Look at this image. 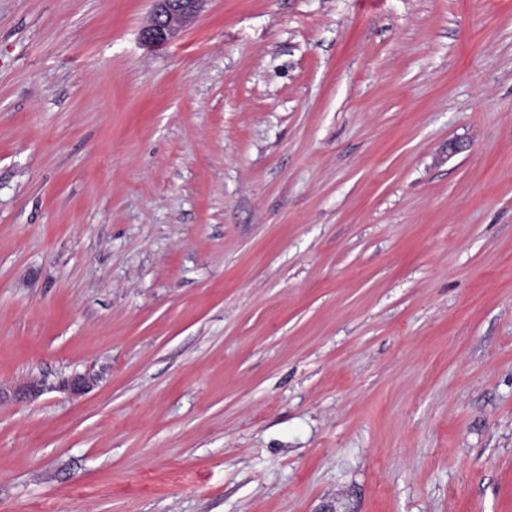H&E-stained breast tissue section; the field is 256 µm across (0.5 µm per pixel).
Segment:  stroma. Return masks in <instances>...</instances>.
I'll return each mask as SVG.
<instances>
[{
	"label": "stroma",
	"mask_w": 512,
	"mask_h": 512,
	"mask_svg": "<svg viewBox=\"0 0 512 512\" xmlns=\"http://www.w3.org/2000/svg\"><path fill=\"white\" fill-rule=\"evenodd\" d=\"M150 10L0 0V512H512V0ZM149 23L139 33L143 44L159 47L175 40L204 9L208 0H151ZM96 383L95 376L75 373L61 378L56 388L71 397H79L90 392Z\"/></svg>",
	"instance_id": "obj_1"
}]
</instances>
